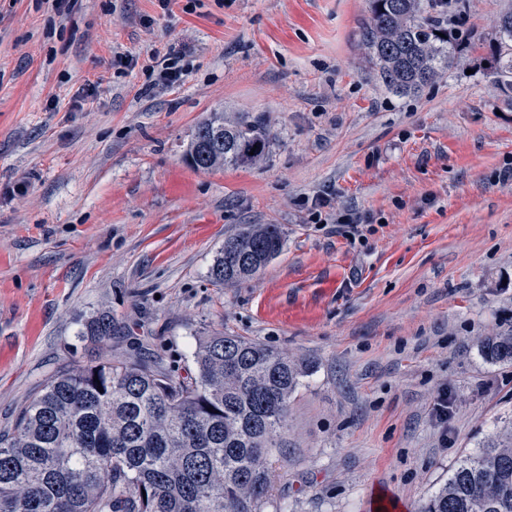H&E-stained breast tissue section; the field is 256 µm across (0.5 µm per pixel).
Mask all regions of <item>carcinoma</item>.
I'll return each mask as SVG.
<instances>
[{
    "mask_svg": "<svg viewBox=\"0 0 512 512\" xmlns=\"http://www.w3.org/2000/svg\"><path fill=\"white\" fill-rule=\"evenodd\" d=\"M438 0H371L361 29L383 83L416 93L448 68L458 35L431 11ZM494 74L512 91V11L495 22ZM256 120L199 124L185 158L198 170L256 164L269 143ZM277 224H248L224 239L209 278L254 277L283 249ZM119 325L102 311L80 336L101 349L88 364L51 376L0 434V512H262L268 456L308 365L274 348L212 332L198 339L196 374L172 380L157 361L114 358ZM485 357L512 361V336L482 342ZM422 512H512V441L468 456Z\"/></svg>",
    "mask_w": 512,
    "mask_h": 512,
    "instance_id": "cac0c4a2",
    "label": "carcinoma"
}]
</instances>
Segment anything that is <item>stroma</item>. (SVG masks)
<instances>
[{
    "mask_svg": "<svg viewBox=\"0 0 512 512\" xmlns=\"http://www.w3.org/2000/svg\"><path fill=\"white\" fill-rule=\"evenodd\" d=\"M508 8L453 0L467 46L400 96L361 41L369 0H0V431L90 359L77 334L108 311L113 356L177 379L214 331L310 362L263 512H420L511 438L512 363L481 350L512 334V97L491 54ZM157 49L181 55L176 84L147 86ZM217 110L267 124L261 163H186ZM245 224L284 247L214 286Z\"/></svg>",
    "mask_w": 512,
    "mask_h": 512,
    "instance_id": "35a3bbf8",
    "label": "stroma"
}]
</instances>
